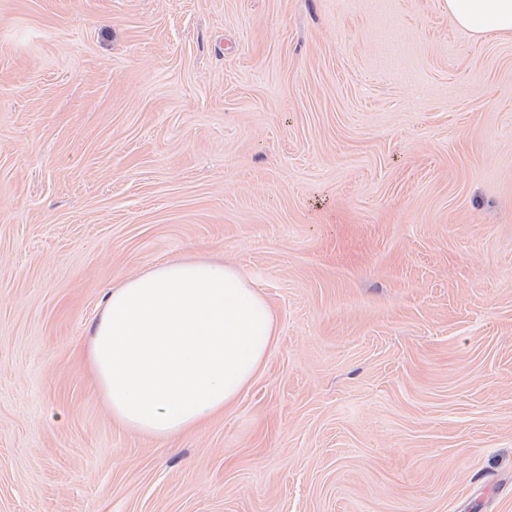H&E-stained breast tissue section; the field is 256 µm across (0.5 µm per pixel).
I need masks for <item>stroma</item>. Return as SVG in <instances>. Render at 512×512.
Listing matches in <instances>:
<instances>
[{
  "label": "stroma",
  "instance_id": "35a3bbf8",
  "mask_svg": "<svg viewBox=\"0 0 512 512\" xmlns=\"http://www.w3.org/2000/svg\"><path fill=\"white\" fill-rule=\"evenodd\" d=\"M185 259L278 334L163 440L88 349ZM0 512H512V40L448 0H0Z\"/></svg>",
  "mask_w": 512,
  "mask_h": 512
}]
</instances>
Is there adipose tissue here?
<instances>
[{
  "mask_svg": "<svg viewBox=\"0 0 512 512\" xmlns=\"http://www.w3.org/2000/svg\"><path fill=\"white\" fill-rule=\"evenodd\" d=\"M476 38L512 39V0H448ZM277 334L266 299L234 267L163 263L113 288L88 358L112 417L171 438L237 400Z\"/></svg>",
  "mask_w": 512,
  "mask_h": 512,
  "instance_id": "obj_1",
  "label": "adipose tissue"
}]
</instances>
